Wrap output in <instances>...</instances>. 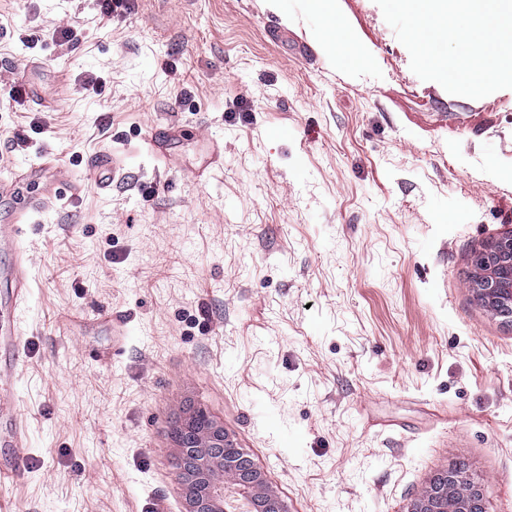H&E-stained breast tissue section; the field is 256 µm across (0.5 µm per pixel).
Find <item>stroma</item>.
<instances>
[{"label": "stroma", "instance_id": "1", "mask_svg": "<svg viewBox=\"0 0 512 512\" xmlns=\"http://www.w3.org/2000/svg\"><path fill=\"white\" fill-rule=\"evenodd\" d=\"M336 5L331 51L316 0H0V181L50 155L83 185L27 226V301L0 280L12 512H184L199 408L287 512H407L458 464L512 512V326L468 286L512 232V89L450 94L375 0ZM90 168L96 176L97 181L104 185V187L112 184L116 177L120 178L122 174L112 166V158L107 155H100L91 160ZM24 345L15 335L0 338V383L13 380L18 366L19 353ZM3 432V435H2ZM24 442V423L22 418L11 416L1 422L0 418V447L19 448Z\"/></svg>", "mask_w": 512, "mask_h": 512}]
</instances>
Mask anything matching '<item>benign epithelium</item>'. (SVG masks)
Masks as SVG:
<instances>
[{
  "label": "benign epithelium",
  "instance_id": "benign-epithelium-1",
  "mask_svg": "<svg viewBox=\"0 0 512 512\" xmlns=\"http://www.w3.org/2000/svg\"><path fill=\"white\" fill-rule=\"evenodd\" d=\"M470 288L478 301L512 324V233L481 249ZM176 476L186 512H286L251 458L235 447L224 425L193 414L176 426ZM409 512H475L483 506L481 483L462 466L441 474Z\"/></svg>",
  "mask_w": 512,
  "mask_h": 512
}]
</instances>
